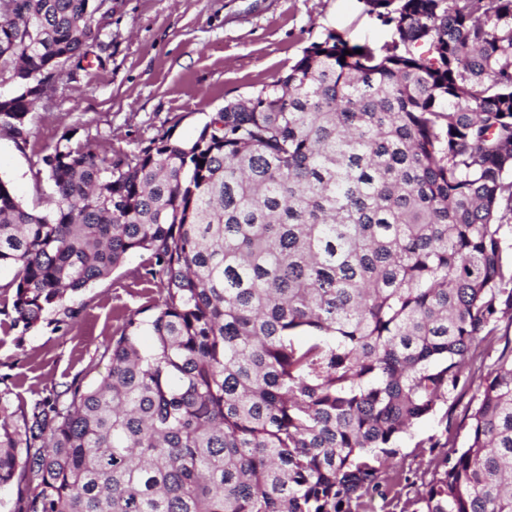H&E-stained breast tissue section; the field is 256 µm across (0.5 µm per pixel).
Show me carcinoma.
<instances>
[{
  "label": "carcinoma",
  "mask_w": 512,
  "mask_h": 512,
  "mask_svg": "<svg viewBox=\"0 0 512 512\" xmlns=\"http://www.w3.org/2000/svg\"><path fill=\"white\" fill-rule=\"evenodd\" d=\"M94 0H0V128L92 37ZM381 49L337 33L186 144L42 158L53 207L0 180L10 322L146 251L164 300L95 384L0 389L12 512H364L401 434L496 358L466 446L403 512H512V0H373ZM362 53L357 54L355 50ZM349 54H344V51ZM417 448H446L448 415Z\"/></svg>",
  "instance_id": "carcinoma-1"
}]
</instances>
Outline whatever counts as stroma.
Segmentation results:
<instances>
[{
  "label": "stroma",
  "mask_w": 512,
  "mask_h": 512,
  "mask_svg": "<svg viewBox=\"0 0 512 512\" xmlns=\"http://www.w3.org/2000/svg\"><path fill=\"white\" fill-rule=\"evenodd\" d=\"M93 29L81 62H66L55 89L35 102L25 141L0 130V179L28 208L51 206L54 186L35 172L56 147L90 143L113 159L162 136L185 143L225 103L286 75L328 34L377 48L392 37L364 0H107ZM147 259L130 255L68 296L67 305L80 311L76 319L49 315L23 332L0 330V388L30 399L76 379L94 384L88 364L124 318L162 297L159 280L144 275ZM438 428V418H427L400 438L395 464L412 483L433 457L418 442ZM412 483L388 500L369 501L367 512H401L415 494Z\"/></svg>",
  "instance_id": "35a3bbf8"
}]
</instances>
